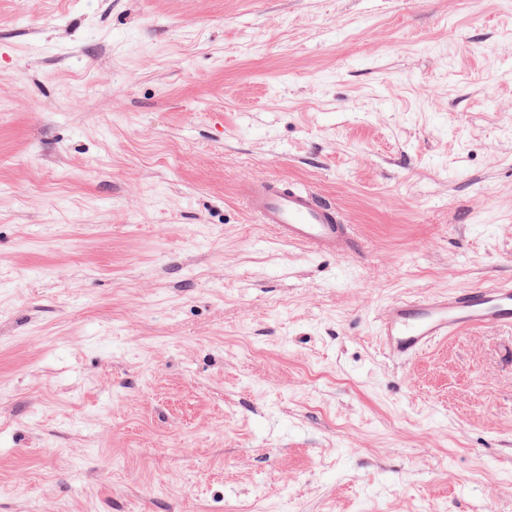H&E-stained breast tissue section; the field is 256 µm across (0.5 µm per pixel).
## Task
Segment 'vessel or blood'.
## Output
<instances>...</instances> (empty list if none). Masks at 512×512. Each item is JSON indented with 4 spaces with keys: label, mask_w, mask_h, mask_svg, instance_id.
Returning a JSON list of instances; mask_svg holds the SVG:
<instances>
[{
    "label": "vessel or blood",
    "mask_w": 512,
    "mask_h": 512,
    "mask_svg": "<svg viewBox=\"0 0 512 512\" xmlns=\"http://www.w3.org/2000/svg\"><path fill=\"white\" fill-rule=\"evenodd\" d=\"M243 198L259 223L309 252L343 257L360 247L339 207L313 189L286 180L259 179L246 186ZM498 325L512 326L511 281L396 300L385 306L375 323L384 353L405 360L459 331Z\"/></svg>",
    "instance_id": "obj_1"
}]
</instances>
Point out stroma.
Returning a JSON list of instances; mask_svg holds the SVG:
<instances>
[{
	"label": "stroma",
	"instance_id": "35a3bbf8",
	"mask_svg": "<svg viewBox=\"0 0 512 512\" xmlns=\"http://www.w3.org/2000/svg\"><path fill=\"white\" fill-rule=\"evenodd\" d=\"M491 279L512 0H0V512H512V326L375 335ZM243 198L259 224L278 237L319 255L343 257L361 246L339 207L311 188L280 179H258L245 187Z\"/></svg>",
	"mask_w": 512,
	"mask_h": 512
}]
</instances>
